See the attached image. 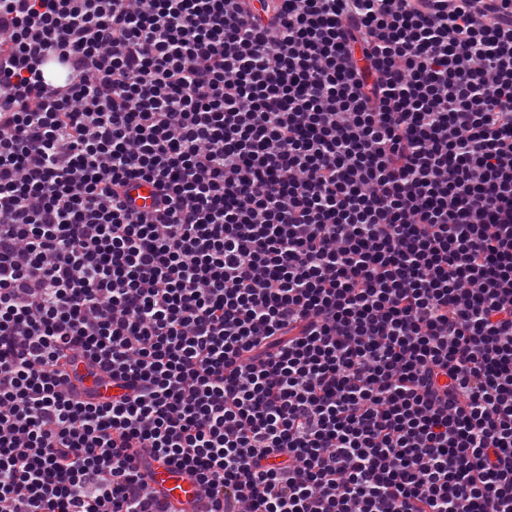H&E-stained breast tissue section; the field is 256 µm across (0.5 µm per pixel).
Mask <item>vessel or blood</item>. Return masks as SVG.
<instances>
[{"instance_id":"1","label":"vessel or blood","mask_w":512,"mask_h":512,"mask_svg":"<svg viewBox=\"0 0 512 512\" xmlns=\"http://www.w3.org/2000/svg\"><path fill=\"white\" fill-rule=\"evenodd\" d=\"M144 474L149 486L166 499L171 512H208V497L187 471L154 460Z\"/></svg>"}]
</instances>
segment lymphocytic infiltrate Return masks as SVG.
<instances>
[{
  "label": "lymphocytic infiltrate",
  "mask_w": 512,
  "mask_h": 512,
  "mask_svg": "<svg viewBox=\"0 0 512 512\" xmlns=\"http://www.w3.org/2000/svg\"><path fill=\"white\" fill-rule=\"evenodd\" d=\"M142 452L512 512V0H0V512H168Z\"/></svg>",
  "instance_id": "1"
}]
</instances>
